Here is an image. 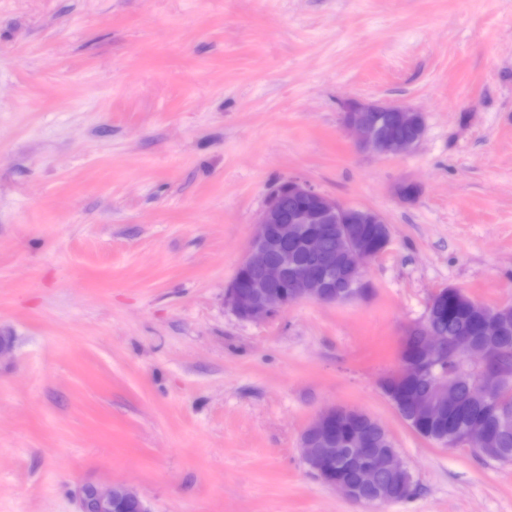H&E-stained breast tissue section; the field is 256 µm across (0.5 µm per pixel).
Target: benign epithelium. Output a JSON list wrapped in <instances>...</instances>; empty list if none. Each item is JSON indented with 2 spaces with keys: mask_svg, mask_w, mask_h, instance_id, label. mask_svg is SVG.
<instances>
[{
  "mask_svg": "<svg viewBox=\"0 0 512 512\" xmlns=\"http://www.w3.org/2000/svg\"><path fill=\"white\" fill-rule=\"evenodd\" d=\"M343 112L345 124L355 133L359 148L377 155L408 153L423 136V116L411 106L349 99L343 103ZM375 112L391 113L388 123L379 125L373 116ZM285 195L302 198L305 204L286 210L281 204ZM365 223L383 224L385 220L379 213L364 208L357 209L351 220L347 206L307 183L296 179L280 182L270 191L247 254L229 284L228 304L244 320L265 321L302 300L324 305L345 300L344 292L329 287L336 254L326 250L325 239L333 233L347 242L346 266L356 277L368 261L382 253L380 249L371 251L351 228L353 224ZM295 242L301 244L307 256L297 267L293 266V252L288 249V244ZM439 295L438 291L433 294L423 319L414 326L420 334L418 357H398L397 368L389 379L420 380L444 359L448 339L439 335L433 325ZM507 311L503 305L483 310L488 335L495 336L502 329L501 321ZM455 351L462 362L480 369V387L488 400L512 379L509 366L488 368L493 352L479 340L460 337ZM447 406L448 385L419 391L410 400L411 421L417 426L441 424L446 420ZM352 415L353 410L336 406L320 411L301 437L302 457L311 473L350 500L369 505L389 503L392 488H406L411 475L396 449L370 448L356 436L347 441L339 439L338 423ZM334 454L354 469V479L327 473V460ZM87 501L95 512H117L122 506H130L134 512H151L138 492L124 483L109 487L88 484L77 493L78 508H83Z\"/></svg>",
  "mask_w": 512,
  "mask_h": 512,
  "instance_id": "1",
  "label": "benign epithelium"
}]
</instances>
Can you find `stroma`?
Instances as JSON below:
<instances>
[{
    "mask_svg": "<svg viewBox=\"0 0 512 512\" xmlns=\"http://www.w3.org/2000/svg\"><path fill=\"white\" fill-rule=\"evenodd\" d=\"M350 98L420 109L418 147L359 151ZM291 178L390 242L366 298L241 319ZM448 286L512 303V0H0V512L117 482L152 512H512V463L436 447L379 384ZM332 405L386 428L412 497L309 471Z\"/></svg>",
    "mask_w": 512,
    "mask_h": 512,
    "instance_id": "obj_1",
    "label": "stroma"
}]
</instances>
